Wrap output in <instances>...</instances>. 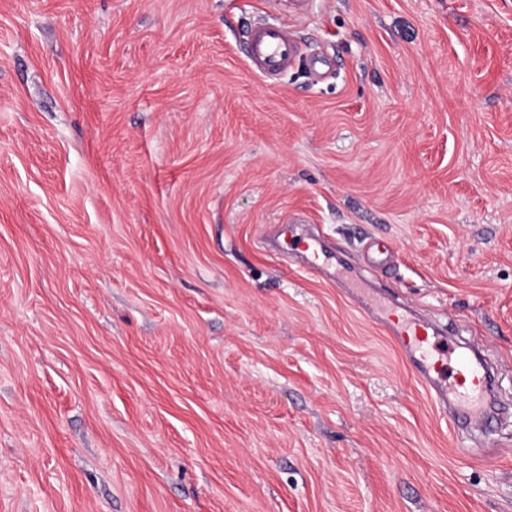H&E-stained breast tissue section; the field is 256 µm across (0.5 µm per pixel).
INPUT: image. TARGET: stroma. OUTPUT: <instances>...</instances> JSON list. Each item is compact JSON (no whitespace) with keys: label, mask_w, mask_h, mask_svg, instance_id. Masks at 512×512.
Wrapping results in <instances>:
<instances>
[{"label":"stroma","mask_w":512,"mask_h":512,"mask_svg":"<svg viewBox=\"0 0 512 512\" xmlns=\"http://www.w3.org/2000/svg\"><path fill=\"white\" fill-rule=\"evenodd\" d=\"M339 277L483 345L497 421ZM0 512H512V0H0ZM246 43V60L259 77L288 71L298 56L296 37L275 21L250 27ZM306 265L313 270H323L336 266V257L333 253L324 249L323 245L317 240H311L306 243L305 249Z\"/></svg>","instance_id":"1"}]
</instances>
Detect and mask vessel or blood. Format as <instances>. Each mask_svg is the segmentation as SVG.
<instances>
[{
    "instance_id": "obj_1",
    "label": "vessel or blood",
    "mask_w": 512,
    "mask_h": 512,
    "mask_svg": "<svg viewBox=\"0 0 512 512\" xmlns=\"http://www.w3.org/2000/svg\"><path fill=\"white\" fill-rule=\"evenodd\" d=\"M298 47L290 31L267 21L248 29L246 60L257 76L280 74L293 65ZM304 254L307 266L313 270L336 264L335 255L316 240L307 243ZM364 308L380 312V324L436 403L467 418L482 415L490 375L476 355L449 343L427 322L383 312L381 303L373 300L365 302Z\"/></svg>"
}]
</instances>
